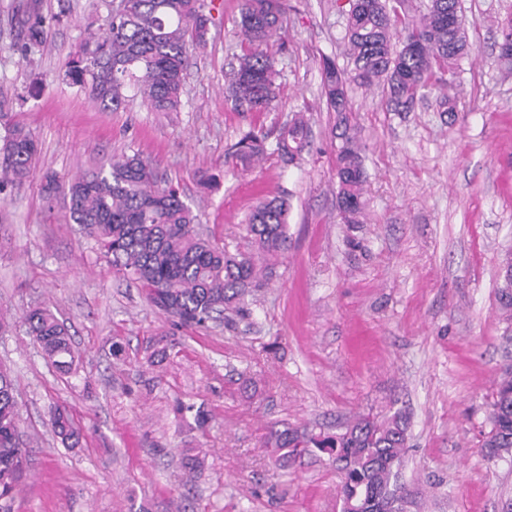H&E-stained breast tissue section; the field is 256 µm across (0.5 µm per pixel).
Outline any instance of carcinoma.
Returning a JSON list of instances; mask_svg holds the SVG:
<instances>
[{"label": "carcinoma", "mask_w": 512, "mask_h": 512, "mask_svg": "<svg viewBox=\"0 0 512 512\" xmlns=\"http://www.w3.org/2000/svg\"><path fill=\"white\" fill-rule=\"evenodd\" d=\"M107 17L100 36L86 41L67 62L65 77L114 112L125 103L124 90L134 86L157 112H173L181 104L190 47L207 42L210 19L206 0H124ZM284 0H240L238 26L246 48L226 77L227 98L240 112H262L279 94L276 61L268 51L282 29ZM45 21L30 20L21 49L31 53L46 39ZM346 40L353 69L325 59L321 92L336 112L338 134L336 178L338 207L347 224L360 223L366 208V172L355 137L350 134L348 85L370 88L383 83L396 111L409 108L421 90L451 87L459 78V62L471 55L459 0H430L426 11L400 16L389 0L350 5ZM308 145V127L293 118L280 134L274 152L287 164L300 159ZM38 145L21 126L8 128L0 148V187H22L35 175ZM267 154L265 139L253 130L241 134L225 161L244 166ZM45 199L68 201L69 218L94 239L117 272L137 282L164 314L188 327L244 311L245 298L263 286L260 267L250 253L200 235L197 215L173 184L161 185L156 165L140 154L112 159L108 167L85 172L68 182L42 174ZM289 199L273 197L251 211L246 231L261 254L288 247ZM502 309L512 312V254L502 261ZM28 334L60 373L72 371L74 355L69 328L47 308L34 307L24 316ZM483 447L487 456L512 454V372L496 382ZM50 426L65 447L79 443L80 429L69 413L55 409ZM409 423L401 410L384 416L358 415L342 432L316 435L288 427L271 433L276 448L298 456L311 448L329 451L342 480L341 505L357 512H411L416 494L400 480ZM26 462L20 440L15 381L0 366V512H10Z\"/></svg>", "instance_id": "1"}]
</instances>
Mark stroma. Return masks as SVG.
<instances>
[{"label": "stroma", "instance_id": "obj_1", "mask_svg": "<svg viewBox=\"0 0 512 512\" xmlns=\"http://www.w3.org/2000/svg\"><path fill=\"white\" fill-rule=\"evenodd\" d=\"M205 46L191 49L181 105L152 111L134 89L123 110L94 103L64 76L69 55L107 14L103 0H0V97L7 124L38 144L36 170L71 177L140 153L177 185L213 240L253 251L246 219L288 195V249L262 261L248 316L186 328L125 281L93 239L46 204L40 181L0 189V363L16 379L30 444L11 512H341V475L312 448L298 460L269 447L272 430L335 433L353 416L402 410L404 479L419 512H502L512 456L488 458L494 384L512 366V319L500 267L512 251V73L497 62L498 19L512 0H461L471 54L455 116L425 93L392 111L382 87L351 86L350 123L365 159L361 223L338 209L336 115L320 92L322 57L348 67L347 0H285L278 98L237 112L225 75L243 52L239 0H207ZM45 44L10 51L30 14ZM310 128L300 160L225 163L242 131L275 145L295 115ZM49 308L69 328L75 365L60 376L22 322ZM67 406L82 437L48 429ZM207 466L186 483L181 459Z\"/></svg>", "mask_w": 512, "mask_h": 512}]
</instances>
